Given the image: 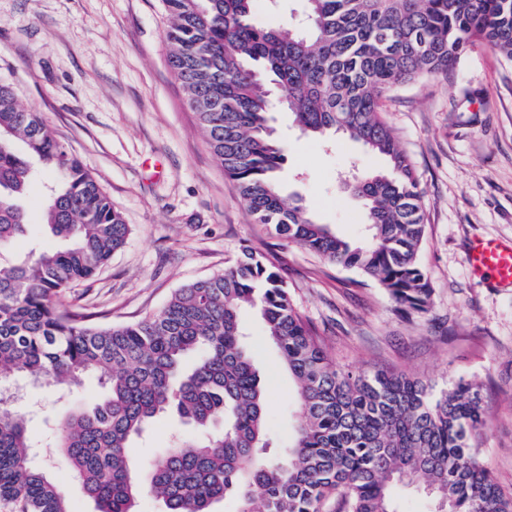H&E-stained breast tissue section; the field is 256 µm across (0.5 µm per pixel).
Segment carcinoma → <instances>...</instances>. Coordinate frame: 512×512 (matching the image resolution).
I'll use <instances>...</instances> for the list:
<instances>
[{
  "label": "carcinoma",
  "instance_id": "1",
  "mask_svg": "<svg viewBox=\"0 0 512 512\" xmlns=\"http://www.w3.org/2000/svg\"><path fill=\"white\" fill-rule=\"evenodd\" d=\"M305 2V27L292 30L254 22L255 0H163L169 66L254 223L357 269L402 311L423 313L432 288L419 260L420 183L379 100L399 84L448 75L476 45L511 60L512 0ZM274 92L302 133L346 134L385 158L384 170L343 182L366 211L361 239L338 235L303 198L281 194ZM42 172L52 176L43 225L63 246L0 257V393L20 378L77 388L97 374L107 395L71 413L53 445L95 512H135L144 493L165 512H214L226 499L235 512H398V486L425 492L435 512H512V494L480 457L479 386L460 377L437 391L404 371L338 368L269 253L244 249L224 272L182 286L133 323L98 324L63 305L67 289L125 245L130 227L40 115L0 82V249L27 231V190ZM246 308L297 386L300 423L279 449L244 341ZM169 414L198 433L173 436L142 483L129 448ZM0 502L14 512H71L50 468L34 463L25 417L2 401Z\"/></svg>",
  "mask_w": 512,
  "mask_h": 512
}]
</instances>
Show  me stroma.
I'll list each match as a JSON object with an SVG mask.
<instances>
[{
    "label": "stroma",
    "instance_id": "obj_1",
    "mask_svg": "<svg viewBox=\"0 0 512 512\" xmlns=\"http://www.w3.org/2000/svg\"><path fill=\"white\" fill-rule=\"evenodd\" d=\"M167 26L162 0H0V81L79 157L131 227L125 246L65 304L96 323H130L177 288L223 272L245 248L273 252L295 306L339 366L400 368L439 389L458 377L479 386L489 416L482 457L512 493V284L476 280L467 263L472 238L512 241V60L478 46L447 76L398 86L380 101L411 157L427 218L419 258L432 305L405 317L376 281L253 222L168 66ZM272 117L286 147L284 196H302L340 235L361 236L365 212L339 176L382 159L345 136H301L282 105ZM46 183H31L28 232L5 254L54 246L40 224ZM243 320L272 425L288 436L298 423L295 386L261 326L251 314ZM13 391L38 447L104 393L92 372L65 399L26 380Z\"/></svg>",
    "mask_w": 512,
    "mask_h": 512
}]
</instances>
